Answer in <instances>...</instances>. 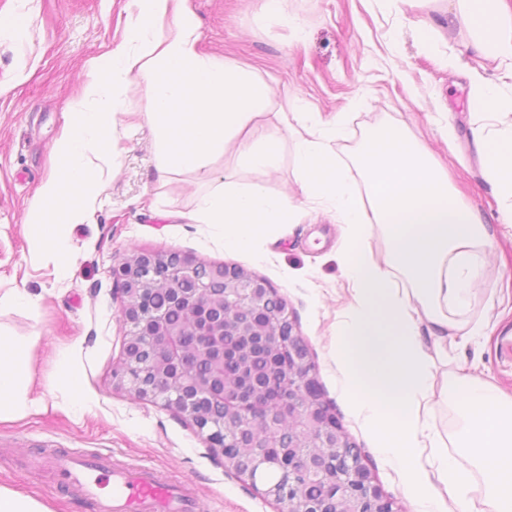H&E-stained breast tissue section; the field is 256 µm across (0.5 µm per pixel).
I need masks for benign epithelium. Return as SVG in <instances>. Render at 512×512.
I'll list each match as a JSON object with an SVG mask.
<instances>
[{"label":"benign epithelium","instance_id":"obj_1","mask_svg":"<svg viewBox=\"0 0 512 512\" xmlns=\"http://www.w3.org/2000/svg\"><path fill=\"white\" fill-rule=\"evenodd\" d=\"M199 262L189 254L172 260L148 251L130 253L112 267V275L121 283L124 295L121 315L130 324L125 349L131 361L122 363L116 377L120 386L138 398L160 399L164 405L187 416L199 431L206 433L210 451L227 472L250 482L262 483L265 495L288 504L287 512H306L298 498H290L282 485L261 482L260 473L276 469L288 478V489L296 488L300 476L322 479L329 476L338 489L337 497L369 503L370 512H398L369 471L360 462L336 466L328 474L324 458L304 445L288 452L260 448L244 465L226 453L224 421L207 415L209 410L233 409L246 425L274 427L276 414L288 418V424L319 433L327 448L346 447V437L336 414L322 400L314 399L306 384L314 377V367L301 339L293 334L286 302L269 309V288L250 274L222 267L213 268L220 280L231 288H216L198 277ZM166 288L178 303H188L191 318L173 326L167 311L153 306L149 292ZM246 310L263 321V327L248 333L259 336L272 352L286 359L282 371L288 373V387L271 401L265 391L224 389V361L237 358L238 349L224 347L229 321L224 310ZM203 363L209 371L202 375L195 367Z\"/></svg>","mask_w":512,"mask_h":512}]
</instances>
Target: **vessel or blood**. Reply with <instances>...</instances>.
I'll return each instance as SVG.
<instances>
[{
    "instance_id": "b4317fda",
    "label": "vessel or blood",
    "mask_w": 512,
    "mask_h": 512,
    "mask_svg": "<svg viewBox=\"0 0 512 512\" xmlns=\"http://www.w3.org/2000/svg\"><path fill=\"white\" fill-rule=\"evenodd\" d=\"M55 464L76 487L88 512H199L187 485L172 484L151 470H115L100 458L71 455Z\"/></svg>"
}]
</instances>
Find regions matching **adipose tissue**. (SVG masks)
Listing matches in <instances>:
<instances>
[{
	"mask_svg": "<svg viewBox=\"0 0 512 512\" xmlns=\"http://www.w3.org/2000/svg\"><path fill=\"white\" fill-rule=\"evenodd\" d=\"M183 2L134 0L128 34L95 60L82 98L69 106L52 148L58 166L29 209L37 226L31 246L54 258L60 277L69 275L74 259L60 229L89 219L90 192L103 184L93 159L110 148L116 117L113 101L101 98L104 87L132 76L143 81L150 98L144 120L163 173L202 171L271 103L269 85L252 71L198 52L197 22ZM448 14L467 27L477 56L512 77L507 0H448ZM286 128L300 197L227 181L203 196L195 221L223 225L225 249L246 253L269 228L321 209L337 215L348 294L329 355L346 399L400 474L416 512H512V396L468 372L441 382L433 372L449 350L488 333V321L468 320L466 313L484 281L494 232L403 124L368 129L346 160L330 148L331 140L349 136L344 115L323 118L300 103ZM473 138L498 190V220L512 224V130L480 124ZM376 234L380 254L371 245ZM29 347L0 336V421L29 409ZM443 402L456 408L461 427L453 445L468 449L470 465L439 450L430 418ZM478 480L484 483L479 504L472 498Z\"/></svg>",
	"mask_w": 512,
	"mask_h": 512,
	"instance_id": "obj_1",
	"label": "adipose tissue"
}]
</instances>
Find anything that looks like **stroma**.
I'll list each match as a JSON object with an SVG mask.
<instances>
[{"mask_svg":"<svg viewBox=\"0 0 512 512\" xmlns=\"http://www.w3.org/2000/svg\"><path fill=\"white\" fill-rule=\"evenodd\" d=\"M186 5L199 22L202 55L250 66L270 85L271 105L250 137H279V163L255 171L231 143L205 171L159 173L154 141L141 119L149 98L144 84L129 78L114 93L117 124L92 215L68 228L75 261L62 279L52 259L31 252L36 227L27 223V212L55 166L51 148L68 105L82 94L91 62L124 39L135 6L133 0H0V16L24 24L18 35L0 36V295L16 288L38 298L31 309H0V332L32 342L28 396L34 401L24 418L0 422V485L32 495L52 512H87L52 468L34 465L36 458L72 452L189 483L201 512H280L279 504L225 471L190 420L161 401L135 397L114 377L128 327L112 267L137 249L234 264L267 281L288 304L323 401L383 492L401 512H413L397 471L378 455L372 434L347 402L327 353L347 286L336 255L339 224L327 214L309 216L272 228L251 252L238 254L225 250L221 225L198 224L191 215L224 180L300 196L293 140L280 120L292 112L294 98L313 112L349 113V140L331 145L343 157L370 127L403 122L447 168L463 201L495 230L485 283L475 289L468 312L471 319L488 320L492 330L480 347L456 352L435 374L442 378L469 365L512 395V224L498 221V195L484 177L472 136L471 75L484 70L483 63L470 52L465 27L444 15L437 18V51H419L413 27L425 9L417 4L388 13L378 0H281L276 16L262 14L261 0ZM484 72L501 85L502 100L512 99V78ZM438 112L448 115L447 132L432 121ZM61 348L71 349L78 389L92 399L85 413L72 411L74 388L56 379Z\"/></svg>","mask_w":512,"mask_h":512,"instance_id":"stroma-1","label":"stroma"}]
</instances>
